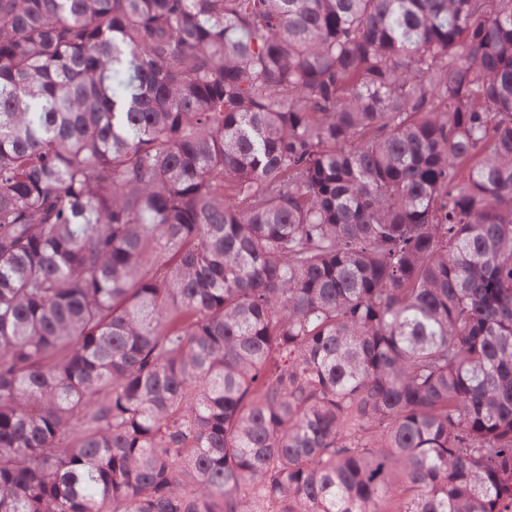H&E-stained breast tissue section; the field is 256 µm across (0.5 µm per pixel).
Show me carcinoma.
I'll return each instance as SVG.
<instances>
[{
	"instance_id": "cac0c4a2",
	"label": "carcinoma",
	"mask_w": 512,
	"mask_h": 512,
	"mask_svg": "<svg viewBox=\"0 0 512 512\" xmlns=\"http://www.w3.org/2000/svg\"><path fill=\"white\" fill-rule=\"evenodd\" d=\"M0 512H512V0H0Z\"/></svg>"
}]
</instances>
